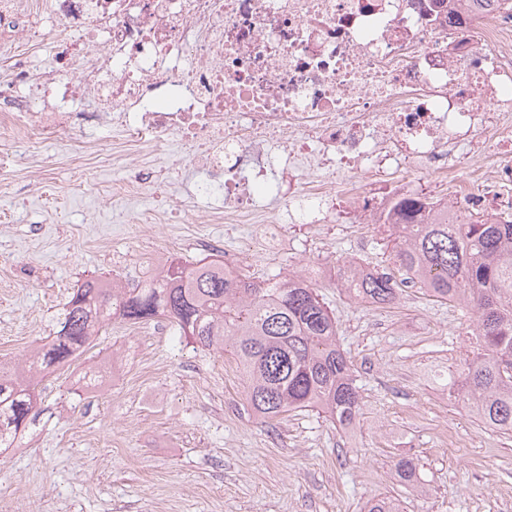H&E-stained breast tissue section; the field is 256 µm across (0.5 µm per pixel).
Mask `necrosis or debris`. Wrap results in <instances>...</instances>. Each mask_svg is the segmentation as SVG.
I'll list each match as a JSON object with an SVG mask.
<instances>
[{
	"label": "necrosis or debris",
	"instance_id": "1",
	"mask_svg": "<svg viewBox=\"0 0 512 512\" xmlns=\"http://www.w3.org/2000/svg\"><path fill=\"white\" fill-rule=\"evenodd\" d=\"M57 22L58 65L31 83L19 41ZM0 56L1 139L109 120L134 198L164 177L144 153L178 138L199 174L182 210L215 224H392L408 188L349 176L411 167L454 183L453 223L512 209V0H0ZM82 87L97 111L73 110ZM474 157L478 190L457 176Z\"/></svg>",
	"mask_w": 512,
	"mask_h": 512
}]
</instances>
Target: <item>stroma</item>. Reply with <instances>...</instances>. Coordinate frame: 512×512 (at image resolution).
Wrapping results in <instances>:
<instances>
[{
  "label": "stroma",
  "instance_id": "obj_1",
  "mask_svg": "<svg viewBox=\"0 0 512 512\" xmlns=\"http://www.w3.org/2000/svg\"><path fill=\"white\" fill-rule=\"evenodd\" d=\"M80 130L24 145L32 168L0 164V365L26 361L86 280L134 288L171 261L223 258L250 237L240 274L261 281L315 274L336 315L337 343L362 397L344 429L314 411L264 422L245 399L231 352L202 348L168 320L109 322L81 360L39 385L35 422L0 451V512H361L377 496L403 512H512V435L480 426L448 400L473 330L458 306L401 288L380 307L348 300L339 264L393 271L374 224H265L246 229L185 219L181 178L134 201L115 197L124 162L78 168ZM115 360L99 392L78 383L91 361ZM418 459L422 488L391 471Z\"/></svg>",
  "mask_w": 512,
  "mask_h": 512
}]
</instances>
